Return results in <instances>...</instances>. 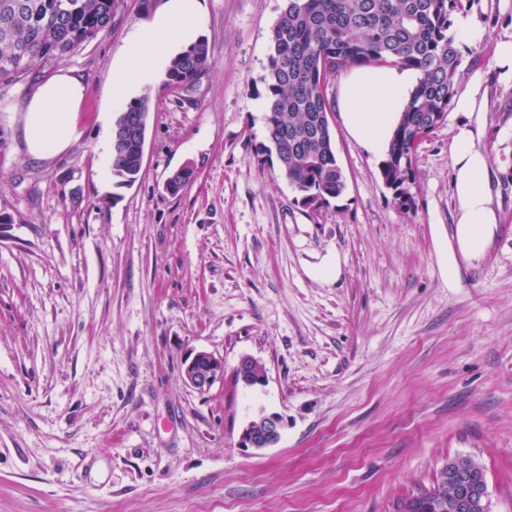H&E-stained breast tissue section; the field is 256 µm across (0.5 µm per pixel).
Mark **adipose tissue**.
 <instances>
[{"mask_svg":"<svg viewBox=\"0 0 512 512\" xmlns=\"http://www.w3.org/2000/svg\"><path fill=\"white\" fill-rule=\"evenodd\" d=\"M200 17L194 0H167L163 11L128 43L124 59L114 72L112 94L124 101L144 85L152 66L166 62L198 41ZM416 70L398 67H358L344 80L340 98L343 124L368 153L384 155L411 90ZM86 85L70 70L60 69L39 86L28 102L22 133L29 155L52 159L64 152L73 138L77 113ZM483 98L480 76H471L456 111L467 123L456 126L449 143L455 230L448 252V281L456 283L462 263L484 258L499 222V210L489 184V156L482 144Z\"/></svg>","mask_w":512,"mask_h":512,"instance_id":"obj_1","label":"adipose tissue"}]
</instances>
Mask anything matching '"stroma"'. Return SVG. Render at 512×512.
Instances as JSON below:
<instances>
[{"label":"stroma","mask_w":512,"mask_h":512,"mask_svg":"<svg viewBox=\"0 0 512 512\" xmlns=\"http://www.w3.org/2000/svg\"><path fill=\"white\" fill-rule=\"evenodd\" d=\"M164 2L117 0L109 28L46 69L87 88L58 157L27 151L34 86L0 90V512H395L457 456L485 469L489 512H512V82L495 62L512 0H474L459 45L456 94L484 79L504 232L453 288L448 145L464 113L419 146L408 210L342 123L343 75L327 91L343 194L311 210L263 160L286 0H196L212 69L179 95L154 69L139 179L101 180L114 64ZM196 350L224 359L203 393L182 379ZM244 356L264 385L236 383ZM270 412L280 442L239 448Z\"/></svg>","instance_id":"35a3bbf8"}]
</instances>
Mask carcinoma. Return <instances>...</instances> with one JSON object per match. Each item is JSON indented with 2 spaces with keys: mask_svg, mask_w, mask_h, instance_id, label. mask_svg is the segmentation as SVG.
Masks as SVG:
<instances>
[{
  "mask_svg": "<svg viewBox=\"0 0 512 512\" xmlns=\"http://www.w3.org/2000/svg\"><path fill=\"white\" fill-rule=\"evenodd\" d=\"M473 0H287L272 31L265 92L268 144L301 195L318 209L345 189L330 127L327 87L352 66H400L420 73L389 141L381 172L401 206H410L414 156L420 143L447 116L460 77L462 55L451 31L452 16ZM117 0H0V86L34 81L52 62L93 40L112 23ZM213 67L200 39L173 57L165 85L187 90ZM150 98L130 101L112 127V175L132 186L142 169ZM189 165L170 176L165 189L178 193L193 177ZM441 469L427 492L406 500L398 512H453L449 473Z\"/></svg>",
  "mask_w": 512,
  "mask_h": 512,
  "instance_id": "carcinoma-1",
  "label": "carcinoma"
}]
</instances>
